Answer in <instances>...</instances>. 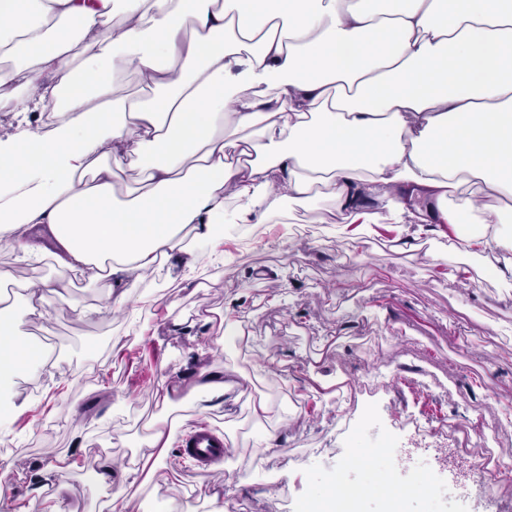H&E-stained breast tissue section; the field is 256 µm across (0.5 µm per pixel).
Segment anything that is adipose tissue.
Returning <instances> with one entry per match:
<instances>
[{
    "mask_svg": "<svg viewBox=\"0 0 512 512\" xmlns=\"http://www.w3.org/2000/svg\"><path fill=\"white\" fill-rule=\"evenodd\" d=\"M367 2L0 0V80L21 87L0 112L22 117L0 138V246L111 279L121 305L159 260L194 278L183 230L210 238L228 200L268 224L327 188L380 200L368 224L480 225L461 247L496 245L511 278L512 0ZM131 71L151 99L116 95ZM54 301L46 280L0 296V411L5 374L40 360L23 320Z\"/></svg>",
    "mask_w": 512,
    "mask_h": 512,
    "instance_id": "1",
    "label": "adipose tissue"
}]
</instances>
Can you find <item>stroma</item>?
Returning <instances> with one entry per match:
<instances>
[{"label": "stroma", "mask_w": 512, "mask_h": 512, "mask_svg": "<svg viewBox=\"0 0 512 512\" xmlns=\"http://www.w3.org/2000/svg\"><path fill=\"white\" fill-rule=\"evenodd\" d=\"M285 208L287 223L263 225L246 248L226 238L196 243L220 257L204 279H182L175 258L143 275L148 306H116L110 282L0 248V269L56 291L55 304L22 325L56 353L20 370L12 393L27 409L0 427L9 512L34 497L93 512L122 487L123 466L160 454L163 466L135 473L145 491L127 512H155L171 497L197 512H306L350 448L401 431L409 416L470 430L512 415V292L486 274L497 247L462 256L449 236L414 240L401 228L382 237L371 224L351 227L350 214L320 195ZM316 212L322 223H313ZM228 320L240 337L231 349L220 343ZM212 365L224 400L200 416L194 382ZM375 366L396 379L371 397L361 384ZM258 398L270 404L267 419L249 412ZM370 401L375 425L338 443L337 429ZM177 415L184 430L204 422L223 433L224 457L207 473L147 441L150 423ZM59 458L69 469H52ZM107 467L111 482L88 480V469ZM452 480L458 490L445 512H512V483L490 494L438 462L402 478L361 469L354 485L371 491L364 512H435L426 484Z\"/></svg>", "instance_id": "stroma-1"}]
</instances>
